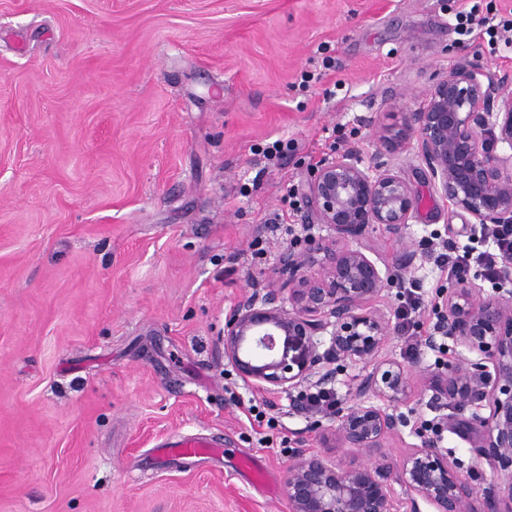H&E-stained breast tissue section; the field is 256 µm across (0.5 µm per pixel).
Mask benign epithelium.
<instances>
[{"label":"benign epithelium","instance_id":"benign-epithelium-1","mask_svg":"<svg viewBox=\"0 0 512 512\" xmlns=\"http://www.w3.org/2000/svg\"><path fill=\"white\" fill-rule=\"evenodd\" d=\"M394 108L400 126L376 132L386 151L411 145L438 197L472 223L512 224V154L496 152L499 144L512 149L511 74L460 57L417 109L401 98ZM304 193L306 224H323L333 236H309L279 253L277 274L288 289L248 284L226 318L224 359L245 383L285 394L325 390L350 365L371 367L355 387L357 402L330 418V432L374 457L346 464L298 454L285 480L289 512H393L394 482L412 512L419 498L433 512H486L479 496L486 482L497 498L493 512H512V290L483 297L466 278L449 283L443 335L476 358L458 354L421 374L423 387L460 409L485 403L488 415L474 413L467 424L470 451L489 470L462 471L425 431L394 467L380 449L400 425L391 407L413 389L402 364L381 358L390 325L374 302L413 266L415 252L401 245V234L418 201L400 175L363 166L353 149L323 159ZM376 228L399 244L383 271L368 256Z\"/></svg>","mask_w":512,"mask_h":512}]
</instances>
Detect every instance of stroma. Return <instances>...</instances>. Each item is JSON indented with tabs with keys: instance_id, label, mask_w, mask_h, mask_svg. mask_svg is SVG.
Segmentation results:
<instances>
[{
	"instance_id": "35a3bbf8",
	"label": "stroma",
	"mask_w": 512,
	"mask_h": 512,
	"mask_svg": "<svg viewBox=\"0 0 512 512\" xmlns=\"http://www.w3.org/2000/svg\"><path fill=\"white\" fill-rule=\"evenodd\" d=\"M467 0H0V512H289L303 451L365 462L320 415L241 380L224 325L248 279L278 284L303 237L289 205L322 159L357 149L419 201L404 237L432 326L448 281L423 240L474 245L410 148L376 131L416 109L459 51L512 73V45L458 41ZM332 66L321 84L302 70ZM334 89L324 97V89ZM292 148L267 166L266 143ZM263 256H255V244ZM379 305L387 358L411 373L398 289ZM384 451L400 462L423 421L462 470L477 465L460 411L418 386ZM219 455L162 460L168 438Z\"/></svg>"
}]
</instances>
